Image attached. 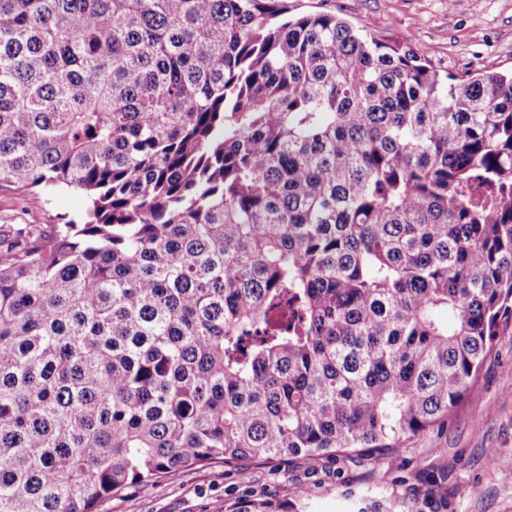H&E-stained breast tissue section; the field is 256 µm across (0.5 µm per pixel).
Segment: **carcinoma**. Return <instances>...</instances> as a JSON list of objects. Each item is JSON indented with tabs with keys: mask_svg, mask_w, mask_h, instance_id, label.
<instances>
[{
	"mask_svg": "<svg viewBox=\"0 0 512 512\" xmlns=\"http://www.w3.org/2000/svg\"><path fill=\"white\" fill-rule=\"evenodd\" d=\"M288 0H0V512L363 452L512 333V74ZM87 207L86 196L74 190L34 192L24 201L0 192V224H45L50 215L81 214Z\"/></svg>",
	"mask_w": 512,
	"mask_h": 512,
	"instance_id": "obj_1",
	"label": "carcinoma"
}]
</instances>
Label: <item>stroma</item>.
Listing matches in <instances>:
<instances>
[{
	"mask_svg": "<svg viewBox=\"0 0 512 512\" xmlns=\"http://www.w3.org/2000/svg\"><path fill=\"white\" fill-rule=\"evenodd\" d=\"M293 13L333 11L388 39L412 35L443 72L512 71V0H289ZM74 190L18 200L0 192V224L81 214ZM512 335L498 337L477 393L445 424L373 461L298 457L183 471L102 499L96 512H224L245 501L288 512H512Z\"/></svg>",
	"mask_w": 512,
	"mask_h": 512,
	"instance_id": "stroma-1",
	"label": "stroma"
}]
</instances>
